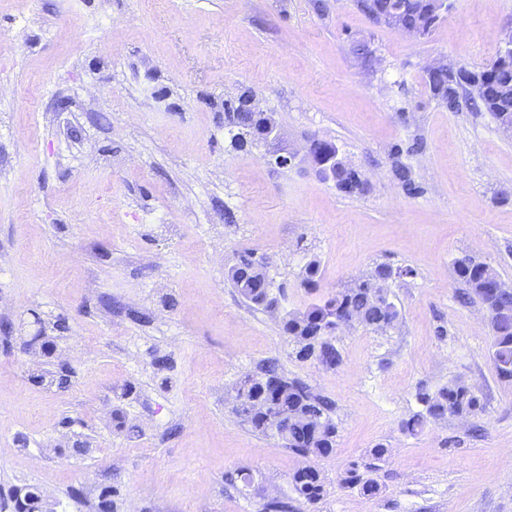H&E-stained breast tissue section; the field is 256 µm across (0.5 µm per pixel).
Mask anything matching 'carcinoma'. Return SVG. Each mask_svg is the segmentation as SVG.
I'll list each match as a JSON object with an SVG mask.
<instances>
[{"mask_svg":"<svg viewBox=\"0 0 512 512\" xmlns=\"http://www.w3.org/2000/svg\"><path fill=\"white\" fill-rule=\"evenodd\" d=\"M357 7L377 22L380 12L396 11L407 17L412 16L413 3L412 0H375V4L371 5L368 0H357ZM426 83L433 95L448 108L457 106L458 100L448 99L444 76L428 77ZM486 86L484 95L469 99L471 106L477 111L490 112L497 119L503 115L511 118L512 112H499L503 100L496 79L487 78ZM245 103L244 95L235 102H224V121L231 125L228 134L239 149L247 146L245 129L257 116L255 112L242 111ZM333 178L336 187L347 193L362 189L358 172L346 163L336 166ZM454 271L457 279L465 285L464 299L477 300L490 311L507 310L512 313V293H493L490 277L495 270H488L485 264L463 257L455 262ZM392 275L390 267L379 265L371 278L302 311L287 314L282 321V331L299 344L297 356L304 360L314 357L331 368L338 366L341 357L332 343V331L335 320L342 316L355 315L375 330L384 331L391 327L398 320L399 312L392 302L385 306L378 304L374 293L375 285L386 283ZM229 278L244 298L256 306L269 308L272 303L270 283L262 272V266L252 255L241 256L239 263L229 271ZM493 348L499 375L505 379L512 378V316L501 322L500 335L494 337ZM419 400L426 407V413L415 414L404 423V430L411 435L422 430L427 415L443 417L450 414L467 418L483 411L479 395L461 383L442 387L433 394L422 392ZM236 401L238 414L254 430L262 434L271 432L281 435L284 446L302 456H325L334 448L336 426L330 418L331 403L313 394L304 383L288 380L275 362L268 363L263 377L246 376L241 379L236 388ZM343 484L367 496L379 492L378 483L360 473L356 464L344 472ZM292 485L294 492L311 505L318 503L325 493L319 471L310 465L294 472Z\"/></svg>","mask_w":512,"mask_h":512,"instance_id":"carcinoma-1","label":"carcinoma"}]
</instances>
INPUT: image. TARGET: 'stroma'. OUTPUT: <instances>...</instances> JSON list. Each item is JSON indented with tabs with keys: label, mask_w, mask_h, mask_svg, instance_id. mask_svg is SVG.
Listing matches in <instances>:
<instances>
[{
	"label": "stroma",
	"mask_w": 512,
	"mask_h": 512,
	"mask_svg": "<svg viewBox=\"0 0 512 512\" xmlns=\"http://www.w3.org/2000/svg\"><path fill=\"white\" fill-rule=\"evenodd\" d=\"M450 4L417 41L356 0H0V512L26 486L57 512H512V380L454 273L472 256L512 284V136L467 95L448 110L425 71L490 65L512 0ZM245 92L291 147L335 143L363 190L236 148L224 103ZM250 252L276 310L227 280ZM380 264L395 325L336 332V367L297 359L283 316ZM270 360L331 401L328 456L237 414ZM451 382L483 412L406 434L419 392ZM306 462L314 505L292 486ZM353 462L376 463V495L343 484ZM294 492L309 504L318 503L324 496V484L319 471L310 465L298 468L292 476Z\"/></svg>",
	"instance_id": "35a3bbf8"
}]
</instances>
